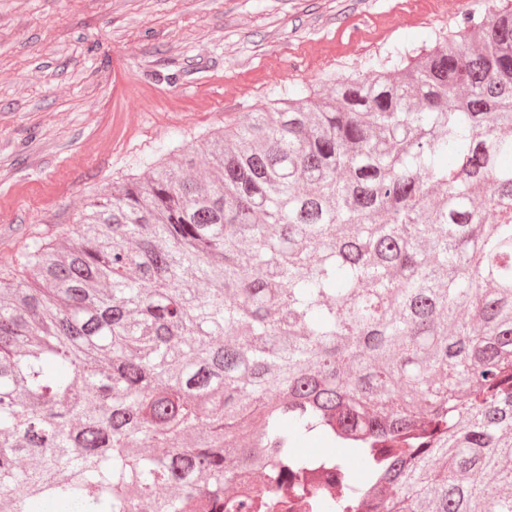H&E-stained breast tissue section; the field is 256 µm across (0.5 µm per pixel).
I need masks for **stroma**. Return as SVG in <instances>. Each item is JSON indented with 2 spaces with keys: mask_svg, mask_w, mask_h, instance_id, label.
I'll return each mask as SVG.
<instances>
[{
  "mask_svg": "<svg viewBox=\"0 0 512 512\" xmlns=\"http://www.w3.org/2000/svg\"><path fill=\"white\" fill-rule=\"evenodd\" d=\"M506 4L410 27V0H0V277L169 148Z\"/></svg>",
  "mask_w": 512,
  "mask_h": 512,
  "instance_id": "1",
  "label": "stroma"
}]
</instances>
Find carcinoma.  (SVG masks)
Here are the masks:
<instances>
[{"label":"carcinoma","mask_w":512,"mask_h":512,"mask_svg":"<svg viewBox=\"0 0 512 512\" xmlns=\"http://www.w3.org/2000/svg\"><path fill=\"white\" fill-rule=\"evenodd\" d=\"M370 68L0 278V512H512V7Z\"/></svg>","instance_id":"cac0c4a2"}]
</instances>
